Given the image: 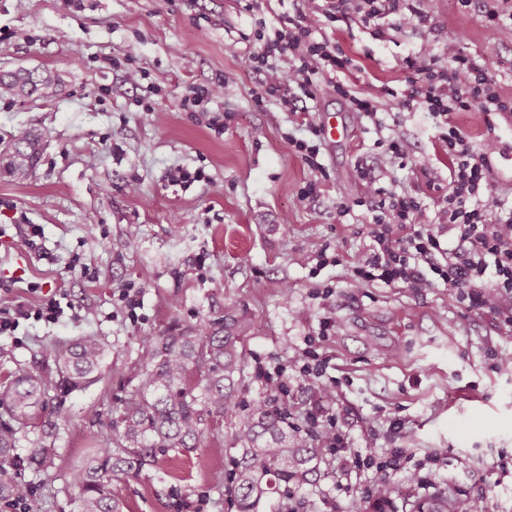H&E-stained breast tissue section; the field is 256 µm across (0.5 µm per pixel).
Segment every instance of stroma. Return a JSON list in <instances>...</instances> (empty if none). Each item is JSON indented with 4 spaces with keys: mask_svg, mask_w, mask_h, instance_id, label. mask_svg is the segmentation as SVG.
<instances>
[{
    "mask_svg": "<svg viewBox=\"0 0 512 512\" xmlns=\"http://www.w3.org/2000/svg\"><path fill=\"white\" fill-rule=\"evenodd\" d=\"M0 0V75L54 71L56 89L0 96V142L21 130L42 136L41 158L23 182L0 177V306L66 295L58 323L21 322L0 336V385L19 368H54L59 344L88 337L108 350L101 380L53 392L41 418L56 424L55 467L13 471L28 485L26 505L0 499V512H67L76 494L68 473L105 441L113 415L138 383L143 355L159 336L233 310L244 324V361L228 416L209 425L203 445L171 455L135 478L113 482L124 512H237L231 494V436L256 399L295 424L316 397L295 365L306 347L328 358L336 379L337 427L349 448L387 464L393 512L438 493L482 499L486 512H512V369L493 356L512 353V327L496 314L454 302L445 285L387 286L359 281L353 266L369 240L366 207L355 206L356 164L382 186L416 194L436 213L450 178L440 139L447 127L476 146L496 134L492 156L502 203L512 207V118L454 112L433 119L400 98V59L429 42L457 43L483 64L512 98V23L486 26L487 0H435L433 29L392 31L372 39L360 25L328 28L352 60L354 91L369 97L379 124L356 123L347 99L320 81L307 101L317 121L331 117L344 135L321 142L329 177L320 194L300 198L304 162L288 144L297 117L271 103L256 109L248 57L259 21L275 29L282 0ZM117 66H109V59ZM139 71V82L126 73ZM224 80L208 113L183 107L190 88ZM226 113L223 135L209 112ZM398 136L406 167L379 148ZM203 169L204 181L170 185L171 169ZM352 209L338 215L339 203ZM40 225L55 263L24 242ZM95 269L89 279L72 259ZM38 292H29V283ZM135 284L143 302L130 321L117 296ZM267 376H259L258 368ZM400 427H393V420ZM445 460L432 464L436 449ZM316 473L259 512H359L367 498L366 467L317 457ZM436 468L432 485L413 471Z\"/></svg>",
    "mask_w": 512,
    "mask_h": 512,
    "instance_id": "stroma-1",
    "label": "stroma"
}]
</instances>
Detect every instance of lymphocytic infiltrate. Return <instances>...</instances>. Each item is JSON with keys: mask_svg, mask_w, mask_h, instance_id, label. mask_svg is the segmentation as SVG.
I'll return each mask as SVG.
<instances>
[{"mask_svg": "<svg viewBox=\"0 0 512 512\" xmlns=\"http://www.w3.org/2000/svg\"><path fill=\"white\" fill-rule=\"evenodd\" d=\"M296 10L273 33L257 30L258 48L249 63L260 72V88L254 94L256 107L268 100L293 104L292 89L305 97L316 95L313 75L334 82L339 95L350 99L356 121L375 116L371 100L353 95L341 76L351 60L336 42L325 36L336 22L358 23L370 28L375 38L390 29H419L433 21L432 0H310ZM407 75L406 104H415L442 118L452 112H512V99L503 98L476 59L456 45L434 48L421 45L401 60ZM303 120L310 139L289 137L288 142L307 166L308 181L302 198L316 197L328 177L319 160L321 134L312 113ZM448 149L450 181L437 222H430L417 197L397 194L378 186L369 169L357 167L364 196L360 205L369 206L370 244L365 256L355 262V275L365 282L404 284L427 288L448 285L451 298L473 310L496 312L512 326V209H503L493 182L490 157L492 145L476 148L461 130L452 128L441 136ZM60 299L36 306L0 308V335L16 331L21 321L33 319L54 323L63 315ZM327 358L308 350L301 357V375L316 379L317 399L305 420L312 440L325 453H343V439L327 401L331 387L323 376Z\"/></svg>", "mask_w": 512, "mask_h": 512, "instance_id": "1", "label": "lymphocytic infiltrate"}]
</instances>
